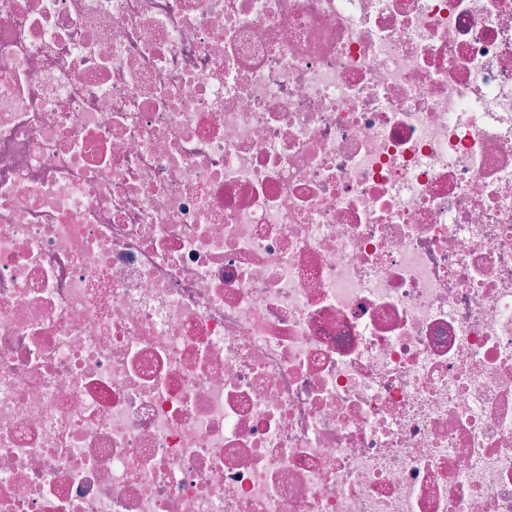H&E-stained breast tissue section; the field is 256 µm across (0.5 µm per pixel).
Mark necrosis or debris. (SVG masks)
Segmentation results:
<instances>
[{"label":"necrosis or debris","mask_w":512,"mask_h":512,"mask_svg":"<svg viewBox=\"0 0 512 512\" xmlns=\"http://www.w3.org/2000/svg\"><path fill=\"white\" fill-rule=\"evenodd\" d=\"M0 512H512V0H0Z\"/></svg>","instance_id":"1"}]
</instances>
